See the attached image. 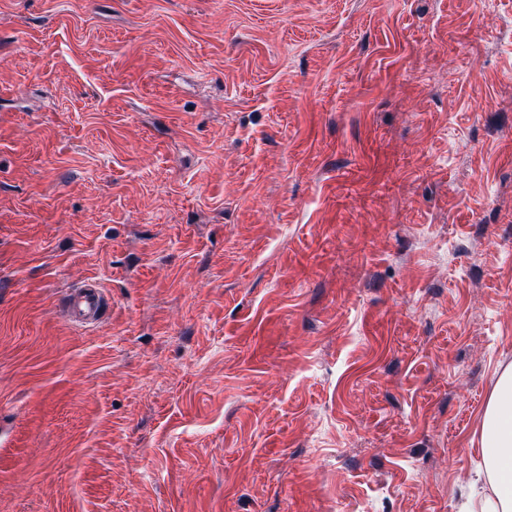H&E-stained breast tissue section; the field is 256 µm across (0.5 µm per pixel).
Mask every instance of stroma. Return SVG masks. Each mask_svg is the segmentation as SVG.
I'll return each instance as SVG.
<instances>
[{"mask_svg":"<svg viewBox=\"0 0 512 512\" xmlns=\"http://www.w3.org/2000/svg\"><path fill=\"white\" fill-rule=\"evenodd\" d=\"M508 365L512 0H0V512H460ZM112 307V301L95 279H86L68 290L62 303V313L67 321L78 327L99 324Z\"/></svg>","mask_w":512,"mask_h":512,"instance_id":"obj_1","label":"stroma"}]
</instances>
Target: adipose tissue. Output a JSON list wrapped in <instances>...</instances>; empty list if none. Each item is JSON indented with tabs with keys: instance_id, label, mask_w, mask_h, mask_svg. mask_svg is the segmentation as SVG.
Returning a JSON list of instances; mask_svg holds the SVG:
<instances>
[{
	"instance_id": "1",
	"label": "adipose tissue",
	"mask_w": 512,
	"mask_h": 512,
	"mask_svg": "<svg viewBox=\"0 0 512 512\" xmlns=\"http://www.w3.org/2000/svg\"><path fill=\"white\" fill-rule=\"evenodd\" d=\"M482 464L463 512H512V367L499 375L483 415Z\"/></svg>"
}]
</instances>
